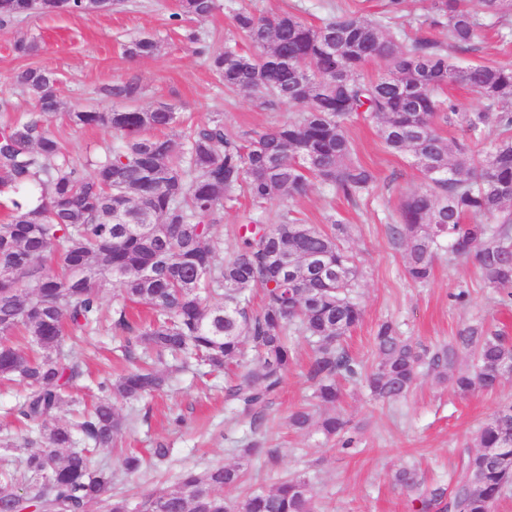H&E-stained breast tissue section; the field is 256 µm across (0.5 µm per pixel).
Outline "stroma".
<instances>
[{"instance_id":"1","label":"stroma","mask_w":512,"mask_h":512,"mask_svg":"<svg viewBox=\"0 0 512 512\" xmlns=\"http://www.w3.org/2000/svg\"><path fill=\"white\" fill-rule=\"evenodd\" d=\"M259 13L290 10L309 23H317L334 6L353 0H245ZM179 0H125L124 5L95 17L81 14L30 16L0 28V96L14 103L10 115L0 114V124L19 117L31 107L29 98L13 84L15 72L28 66L55 71L61 81L62 113L50 118L49 130L60 139L69 160L85 161L112 142L110 130L76 129L64 113L113 108L102 97L101 87L121 78L137 76L144 93L139 109L164 103L180 114L185 124L222 120L230 133L261 130L297 115L288 104L269 107L257 98L225 93L208 67L206 55L185 38L184 29L170 21ZM36 38L41 50L33 57L17 56V37ZM153 36L161 43L158 55L129 60L125 44L139 36ZM461 64H512V43L503 44L495 28H485L473 50L459 54ZM356 157L374 172L369 195L348 200L319 183H312L299 197L271 204V212L292 210L304 223L326 227L337 219L349 227L344 246L356 258L361 275L358 290L365 313L348 337L352 355L365 364L375 360L373 337L379 324L393 321L400 334L425 346L448 341L468 324L503 327L512 336V305L503 306L498 290L487 287L470 263L439 253L431 279L424 284L404 274V249L392 240L387 217L401 199L420 187L419 171L409 157L387 151L379 137L360 121L346 123ZM466 301H458L459 291ZM293 363L279 395L270 405L259 428L249 420L233 418L224 399L223 376L204 377L184 372L175 375L165 392L128 402L113 396L119 412L130 417L118 449L101 448L91 454L93 467L111 471L112 491L137 499L159 488L176 489L183 469L211 463H241L247 486L270 489L284 478L300 474L310 483L317 512H416L412 495L394 487L392 472L402 466L420 470L427 484L447 486L472 444L478 426L497 407L512 402V376L492 393L460 397L449 384L419 374L409 394L396 402L370 399L363 387L346 385L341 401L349 421L351 447L340 439L326 438L317 430L297 433L288 427L289 414L300 407L317 410L314 383L307 376L309 345L305 338H291ZM67 349L90 373L91 382L116 381L130 366L120 341L111 329L98 335L71 337ZM22 388L0 385V468L22 471L29 451L24 433L13 421L12 409ZM259 442L261 453L245 457L241 450ZM170 453L164 463L126 475L119 454L126 451L143 459L154 448ZM277 449L269 458L268 449Z\"/></svg>"}]
</instances>
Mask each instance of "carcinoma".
I'll return each instance as SVG.
<instances>
[{
	"mask_svg": "<svg viewBox=\"0 0 512 512\" xmlns=\"http://www.w3.org/2000/svg\"><path fill=\"white\" fill-rule=\"evenodd\" d=\"M404 2L385 0L373 19L337 7L319 25L293 11L258 15L242 3L229 6L234 37L209 55L224 90L248 92L268 106L301 107L293 119L240 136L227 134L217 119L190 128L178 142L162 133L178 122L165 104L67 112L73 127L112 131V147L78 165L47 127L61 109L57 75L33 66L15 73L33 109L27 119L0 127V187L28 190L11 200L0 224V379L24 383L16 420L39 430L42 448L24 461L27 485L0 475V512H88L92 504L101 512H315L312 488L301 475L227 499L224 491L241 487L245 472L226 464L186 470L177 490L135 502L110 494L112 472L93 468L75 450L79 439L89 448L117 447L128 419L112 404V390L128 400L151 396L173 370H222L243 363L249 349L257 364L236 375L225 398L258 427L288 375L293 331L311 346L307 374L326 410L318 429L327 437L347 428L339 410L343 381L360 382L374 399L390 402L406 396L422 369L463 397L491 392L508 376L512 342L481 325L422 347L384 321L374 336L377 362L366 369L344 346L363 318L358 266L342 244L346 226L333 221L320 230L290 211H268L277 200L305 193L313 180L347 199L371 192L376 177L355 159L346 129L355 116L375 129L388 151L411 156L422 176L423 185L400 202L390 227L405 247L406 276L428 281L444 249L473 261L488 287L512 296V66L461 67L451 56L474 47L483 18L511 17L512 0H423L414 36L399 23ZM86 4L0 0V25L32 14H84ZM179 8L174 18L203 21L217 0H179ZM14 51L31 57L40 45L20 37ZM159 51L150 36L125 46L130 58ZM373 60L382 61L385 72L368 79L363 71ZM455 84L474 91L478 107L467 109L445 95ZM100 92L132 102L143 88L131 76ZM443 123L457 135L444 137ZM491 124L498 137L481 157L473 145ZM238 191L254 210L244 214L232 254L219 262L224 238L215 228ZM276 248L292 256L293 274L285 281L268 272ZM307 254L325 256L341 278L312 277ZM112 282L119 283L112 325L126 334L123 354L130 360L141 352L152 365L134 364L114 386L98 382L101 396L76 423L50 428L55 412L75 402L72 391L85 375L65 337L97 332ZM258 284L263 291L255 310ZM213 297L221 303H210ZM130 303L150 309L152 319L131 321ZM462 353L472 358V370H455ZM312 419L301 408L288 416V426L303 431ZM472 441L474 451L448 488H424L413 467L397 469L393 485L417 495L418 512H492L512 487V404L499 407Z\"/></svg>",
	"mask_w": 512,
	"mask_h": 512,
	"instance_id": "cac0c4a2",
	"label": "carcinoma"
}]
</instances>
